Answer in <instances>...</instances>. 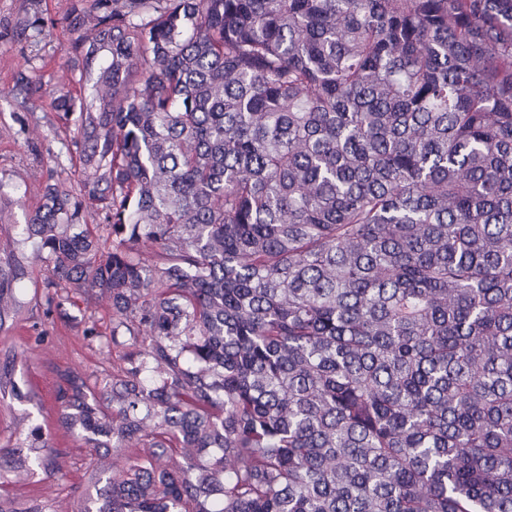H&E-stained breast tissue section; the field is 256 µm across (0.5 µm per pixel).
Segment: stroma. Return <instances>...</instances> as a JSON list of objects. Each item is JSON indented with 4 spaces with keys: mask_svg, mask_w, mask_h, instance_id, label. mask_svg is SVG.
<instances>
[{
    "mask_svg": "<svg viewBox=\"0 0 512 512\" xmlns=\"http://www.w3.org/2000/svg\"><path fill=\"white\" fill-rule=\"evenodd\" d=\"M75 2L41 0L34 6L29 0H0V26L39 14L55 22L47 39L37 45L0 37V184L11 195L19 189L27 192L25 208L13 210V223L0 224V258L4 260L11 255L7 248L24 221V209L39 202L35 186L52 176H69L54 162L55 156H67L70 141L49 102L62 75L81 64L70 50V34L61 26ZM22 70L34 71L40 78L42 95L27 100L18 95L15 76ZM13 255L24 266L25 276L15 285L19 314L0 330V368L10 373L23 396H0V435L41 427L57 451L60 471L19 481L10 491L21 497L53 498L58 512H67L102 457L58 428L55 394L63 372L90 376L111 365L112 355L101 350L100 341L111 333L112 307L105 298L75 293L61 307H48L44 266L33 260L30 247Z\"/></svg>",
    "mask_w": 512,
    "mask_h": 512,
    "instance_id": "stroma-1",
    "label": "stroma"
}]
</instances>
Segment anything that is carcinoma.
Returning a JSON list of instances; mask_svg holds the SVG:
<instances>
[{
  "label": "carcinoma",
  "instance_id": "1",
  "mask_svg": "<svg viewBox=\"0 0 512 512\" xmlns=\"http://www.w3.org/2000/svg\"><path fill=\"white\" fill-rule=\"evenodd\" d=\"M63 24L77 179L16 244L48 306L59 281L112 304V370L57 396L113 459L76 512H512V0H79ZM86 210L110 251L72 232ZM55 458L8 438L0 487Z\"/></svg>",
  "mask_w": 512,
  "mask_h": 512
}]
</instances>
